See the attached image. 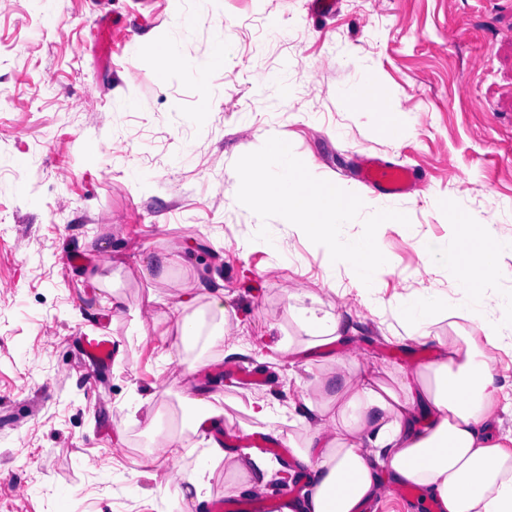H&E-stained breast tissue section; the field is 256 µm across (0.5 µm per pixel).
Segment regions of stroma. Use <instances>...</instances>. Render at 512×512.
I'll return each mask as SVG.
<instances>
[{"instance_id":"stroma-1","label":"stroma","mask_w":512,"mask_h":512,"mask_svg":"<svg viewBox=\"0 0 512 512\" xmlns=\"http://www.w3.org/2000/svg\"><path fill=\"white\" fill-rule=\"evenodd\" d=\"M189 63L208 85L185 77ZM269 136L359 194L360 157L411 168L413 192L389 203L409 225L376 233L378 296L432 284L459 298L443 243L475 258L481 224L512 242V0H341L330 18L309 0H212L187 20L180 0H0V512H178L206 464L200 385L221 394L225 430L266 432L247 412L265 400L302 444L286 412L295 367L277 349L309 341L300 310L366 315L353 342L366 360H435L434 345L386 341L377 324L398 315H367L347 272L324 289L323 253L295 225H279L277 249L256 241L234 164ZM218 279L221 307L203 298L190 314L228 316L256 351L207 345L190 375L192 339L171 311ZM104 322L117 353L101 370L76 337ZM350 345L308 350L304 381ZM164 439L167 460L144 456ZM204 480V500L246 494L223 467ZM299 491L274 478L246 495Z\"/></svg>"}]
</instances>
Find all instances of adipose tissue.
Returning <instances> with one entry per match:
<instances>
[{"label":"adipose tissue","mask_w":512,"mask_h":512,"mask_svg":"<svg viewBox=\"0 0 512 512\" xmlns=\"http://www.w3.org/2000/svg\"><path fill=\"white\" fill-rule=\"evenodd\" d=\"M479 233L486 240L472 269L479 288L439 305L429 288L388 301L402 317L394 340L433 342L436 361L383 374L352 349L337 359L335 375L289 400V417L306 431L296 467L308 485L287 512H376L394 485L420 487L439 512H512V432L498 435L512 367L493 359L497 352L512 356V270L498 261L504 244L494 225H480ZM301 319L318 345L358 333L340 313L326 318L307 309ZM440 320L475 324L481 333L438 336L431 327ZM224 457L211 443V464L266 488L269 459Z\"/></svg>","instance_id":"obj_1"}]
</instances>
